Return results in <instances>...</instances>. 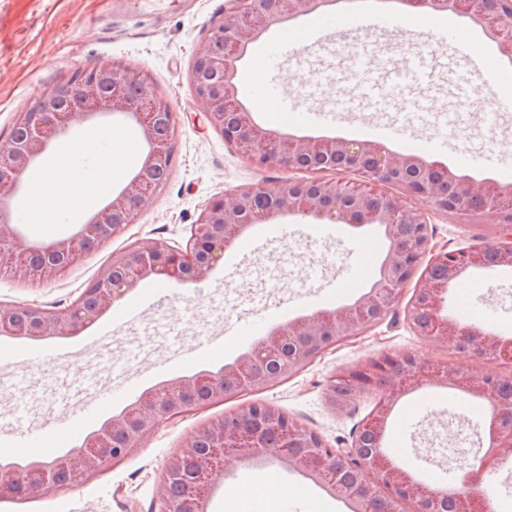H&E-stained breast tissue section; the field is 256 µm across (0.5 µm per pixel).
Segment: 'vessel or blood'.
Segmentation results:
<instances>
[{"label":"vessel or blood","instance_id":"obj_1","mask_svg":"<svg viewBox=\"0 0 512 512\" xmlns=\"http://www.w3.org/2000/svg\"><path fill=\"white\" fill-rule=\"evenodd\" d=\"M415 18L409 14H393L381 8L377 0H360L359 4L352 8H345L329 13H321L310 18L307 25L295 28L281 27L273 30L263 45L262 57L268 71H276L282 60L297 48L300 41L316 38H325L335 33L351 29H362L376 32L384 30L396 24L410 25ZM431 23L435 29L434 38L438 44L450 45L456 52H466L470 33L459 25H452L444 21L441 15H433ZM256 107L262 112L277 113L280 122L286 124H298L304 126L315 125L319 119L318 114L300 112L289 109L286 98L276 83H267L262 91ZM169 285L154 282L145 285L140 293L133 299L118 307L114 317L119 321H130L137 317L144 304L152 303L170 295ZM43 353L38 349L13 350L7 347L0 349V361L12 365L33 366L40 362ZM134 383H126L122 389L101 395L93 400L79 414L61 422L58 433H81L86 421L95 419L103 413L111 410L124 394L134 390ZM50 439L47 433L39 428L25 430L12 440L15 448L48 447Z\"/></svg>","mask_w":512,"mask_h":512}]
</instances>
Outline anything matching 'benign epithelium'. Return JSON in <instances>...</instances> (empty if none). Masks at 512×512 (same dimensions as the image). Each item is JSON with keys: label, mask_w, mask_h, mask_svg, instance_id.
<instances>
[{"label": "benign epithelium", "mask_w": 512, "mask_h": 512, "mask_svg": "<svg viewBox=\"0 0 512 512\" xmlns=\"http://www.w3.org/2000/svg\"><path fill=\"white\" fill-rule=\"evenodd\" d=\"M414 12H452L468 17L512 61V0H402ZM335 0H228L222 16L194 53L190 80L206 105L204 126L224 138L249 165L292 172L334 169L365 180L293 178L268 192L244 186L213 197L183 245L144 241L112 253L91 280L88 304L60 310L33 305H0V335L17 339L70 336L112 308L146 281L188 283L208 276L224 252L253 224H274L301 216L317 224L379 227L388 244L376 278L354 302L316 311L272 328L256 345L216 372L203 371L161 382L106 420L54 464L40 457L0 462V497L33 498L59 473L88 481L132 456L160 422L224 402L235 391H259L292 378L336 344L363 336L381 325L394 304L411 293L404 309L407 325L419 336L462 352L512 362V337L492 334L478 324L450 318L443 302L450 284L469 271L488 266L512 268V185L454 175L448 167L383 144L342 137H293L263 128L245 115L239 97L236 63L273 24L317 14ZM126 117L139 132V166L120 191L65 237L32 242L14 267L21 279L52 281L77 262L93 244L112 239L136 221L160 188L158 176L172 163L173 145L163 132L172 107L151 82L114 62L75 73L43 91L31 107L15 115L23 129L17 142L0 145V251L17 233L19 195L31 168L47 147L73 127L106 113ZM429 197L434 212L410 206ZM495 212L502 218L490 243L437 247L434 217L458 212ZM448 370L410 356L384 355L349 373L344 390L329 389L333 405L345 406L348 394L382 385L387 395L363 419L351 439L334 444L280 408L254 401L209 420L187 436L166 460L157 483L152 512H208L224 463L271 454L301 473L350 512H492L489 498L476 490L488 466L512 454V396L502 378L474 375L462 382L489 410L468 455L471 481L452 489L417 480L384 448V434L397 402L428 385H448Z\"/></svg>", "instance_id": "benign-epithelium-1"}]
</instances>
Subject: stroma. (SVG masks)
I'll list each match as a JSON object with an SVG mask.
<instances>
[{
    "mask_svg": "<svg viewBox=\"0 0 512 512\" xmlns=\"http://www.w3.org/2000/svg\"><path fill=\"white\" fill-rule=\"evenodd\" d=\"M225 0H167L163 12L132 11L121 0H0V142L8 140L16 113L28 109L35 98L52 85L63 82L79 68L100 61L128 67L151 82L170 102L175 113L174 158L166 184L138 216L99 250L86 254L51 282L21 280L10 268L0 266V304L22 303L61 309L69 306L107 263L113 252L136 241L183 242L186 225L195 223L207 201L248 185L272 187L288 178L287 170H257L225 145L222 136L203 129L204 103L193 91L190 70L197 45L211 24L222 14ZM424 31L396 26L380 32L350 30L336 37L296 50L272 73L253 74L254 55L242 59L238 68L252 73L249 86L239 96L253 119L266 128L274 122L256 111L255 102L265 83L281 82L285 75L303 74L299 89L288 94V104L303 112L328 110L337 99L350 100L339 121L319 130L283 125V132L309 136H341L371 139L373 131L399 126L401 135L389 141L390 149L404 153L412 141L446 138L439 159L456 167L462 152L486 148L495 125L512 121V115L490 116L486 104L467 96L471 55L447 50L430 65L427 77L409 81L405 74L413 65L414 45ZM372 42L374 50L366 74L379 87L377 98H366L361 81L335 82L333 74L351 68V59L337 52V45ZM445 121V131L412 112L413 104ZM125 133L131 151L127 166L109 167L99 159L96 172L118 187L129 168L139 161L137 131L123 117L102 115L61 138L46 156L36 175L46 167L66 161L70 140L104 129ZM501 218L455 213L435 219L438 245L465 246L492 241ZM293 228L288 240H269L251 226L224 255V261L199 283L198 291L176 293L168 302L152 306L124 325H112L111 313H103L75 335L47 336L32 341L0 337V346L32 349L47 347L54 356L38 367L0 364V437L16 432L14 419L23 416L29 425L45 430L55 427L77 407L103 392L139 381L148 389L161 378H176L232 362L254 346L252 336L230 335L233 323L251 320L258 312L269 314L278 324L315 311L311 298L320 290L332 292L331 306L352 302L366 291L372 276L349 280L353 250L366 229L343 226L339 235L323 236L319 225L288 218ZM467 287L450 288L449 301L462 303L475 323L486 331L512 328V268L478 270L467 275ZM206 338L221 341L223 351L186 365L181 355L192 352ZM411 355L424 363L448 368L452 377L463 379L476 372L512 377V363L464 354L453 347L437 346L412 331L403 319L402 306H395L384 323L367 335L326 351L303 372L272 388L244 391L224 403L188 413L158 426L155 434L130 459L101 475L72 486H50L35 499H0V512H150L157 481L167 458L183 439L204 422L232 412L251 401H266L299 422L320 432L329 441L346 440L360 421L384 397L382 387L352 395L337 409L328 399V389L339 375L382 355ZM165 374H158V367ZM441 388L418 389L403 397L392 416L387 446L394 455L414 452L420 440L438 436L443 447L466 440L484 421L480 403L455 391L463 406L460 424L448 421V406ZM419 400L428 401L407 430H400L401 416ZM253 478L268 471L280 474L288 485L281 512H348L346 503L331 496L300 473L285 469L269 458L244 463L228 458L225 485L210 501V512H259L260 499L235 501L224 488L240 471Z\"/></svg>",
    "mask_w": 512,
    "mask_h": 512,
    "instance_id": "obj_1",
    "label": "stroma"
}]
</instances>
